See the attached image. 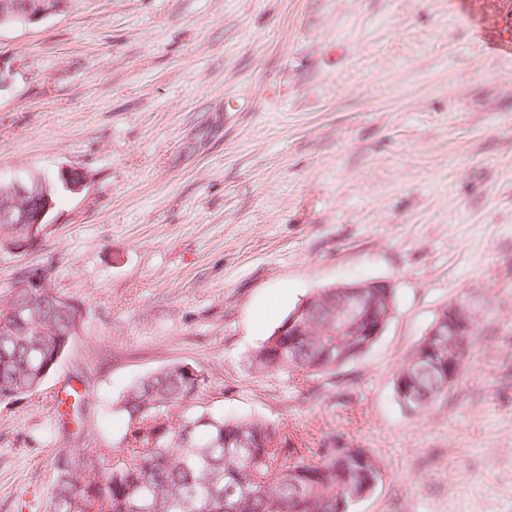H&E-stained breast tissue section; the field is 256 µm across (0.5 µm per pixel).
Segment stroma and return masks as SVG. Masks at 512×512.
I'll return each instance as SVG.
<instances>
[{
	"label": "stroma",
	"instance_id": "obj_1",
	"mask_svg": "<svg viewBox=\"0 0 512 512\" xmlns=\"http://www.w3.org/2000/svg\"><path fill=\"white\" fill-rule=\"evenodd\" d=\"M512 0H65L0 29V179L86 176L0 255L51 269L85 323L35 394L0 402V512H39L56 461L116 442L113 403L175 362L225 415L312 448H363L381 480L349 512H512ZM385 280L396 313L334 380L251 356L319 289ZM467 298L485 329L414 416L399 361ZM88 391L84 429L57 398Z\"/></svg>",
	"mask_w": 512,
	"mask_h": 512
}]
</instances>
